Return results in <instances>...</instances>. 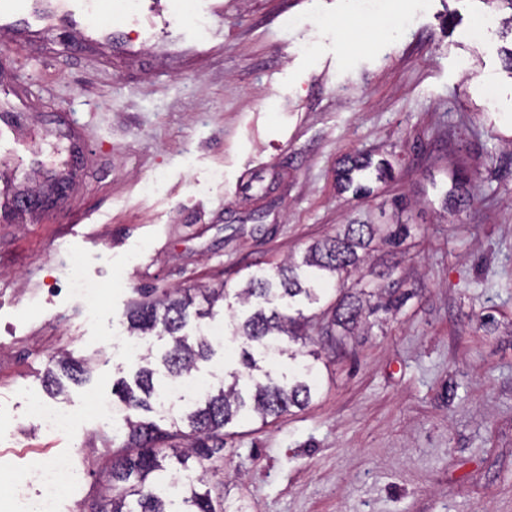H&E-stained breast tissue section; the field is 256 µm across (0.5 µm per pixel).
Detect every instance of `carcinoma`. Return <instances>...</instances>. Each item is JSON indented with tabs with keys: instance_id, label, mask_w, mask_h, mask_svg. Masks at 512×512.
Returning a JSON list of instances; mask_svg holds the SVG:
<instances>
[{
	"instance_id": "1",
	"label": "carcinoma",
	"mask_w": 512,
	"mask_h": 512,
	"mask_svg": "<svg viewBox=\"0 0 512 512\" xmlns=\"http://www.w3.org/2000/svg\"><path fill=\"white\" fill-rule=\"evenodd\" d=\"M372 167L382 172L385 163L375 165L367 154L349 159L340 175L344 189L356 196L369 193L370 189L358 183L355 176ZM408 233L406 224H347L336 235L313 242L301 261L278 267L272 276L263 272L251 274L237 297L244 303L255 302V308L242 323L232 326V335L243 337L249 344L241 351L242 369L226 373L231 378L229 385L208 394L204 403L172 421L169 428L132 419L136 411L152 410V401L159 398L152 368L142 366L132 382H118L114 394L130 414L123 418L117 432L122 444L112 449V469L99 512H224L223 490L204 480V473L222 458L224 428L245 412L251 411L265 420L292 407L304 408L318 393L319 355L286 350L281 341L295 343L306 338L303 330L313 317L304 315V308L320 303L322 284L329 276H336L341 282L340 295L327 324L328 337L338 345L366 325L368 317L378 310L388 312L401 307L404 297L397 294L391 281L398 262L391 256L397 254ZM375 242L387 247L388 257L372 265L370 282L363 284L358 279L347 285L369 257ZM192 304L190 294L176 291L159 299L134 302L127 316L130 335L169 338L162 362L173 378L190 374L211 353L210 341L203 332L195 336L184 333ZM252 348L266 356L272 349L280 357L288 356V372L277 378L265 371L264 380L255 378L254 372L261 367L250 352ZM54 366L76 383L82 382L87 373L82 362L66 353L54 359ZM179 440L188 441V450L199 458L202 474L186 479L179 494L181 507L175 510L169 491L155 477L163 471L169 452L178 451Z\"/></svg>"
}]
</instances>
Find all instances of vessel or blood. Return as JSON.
I'll list each match as a JSON object with an SVG mask.
<instances>
[{
	"instance_id": "b4317fda",
	"label": "vessel or blood",
	"mask_w": 512,
	"mask_h": 512,
	"mask_svg": "<svg viewBox=\"0 0 512 512\" xmlns=\"http://www.w3.org/2000/svg\"><path fill=\"white\" fill-rule=\"evenodd\" d=\"M110 17L109 0H0V31L16 36L64 24L108 39Z\"/></svg>"
}]
</instances>
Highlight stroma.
Returning <instances> with one entry per match:
<instances>
[{
    "instance_id": "stroma-1",
    "label": "stroma",
    "mask_w": 512,
    "mask_h": 512,
    "mask_svg": "<svg viewBox=\"0 0 512 512\" xmlns=\"http://www.w3.org/2000/svg\"><path fill=\"white\" fill-rule=\"evenodd\" d=\"M492 0H200L189 25L111 44L57 27L0 35V496L31 512L32 462L78 485L60 512H95L118 440L87 414L132 379L115 352L140 292L225 288L186 332L245 316L249 273L344 224L401 222L393 274L407 301L340 346L310 405L224 430V512H512V74ZM480 38H473L474 30ZM387 159L370 194L339 189L346 157ZM64 175L50 208L21 202ZM160 187L147 192L146 185ZM465 183L469 205L440 196ZM98 294L78 303L68 278ZM85 362L61 393L51 359ZM44 399L85 416L74 434L30 414ZM24 486H16V475Z\"/></svg>"
}]
</instances>
